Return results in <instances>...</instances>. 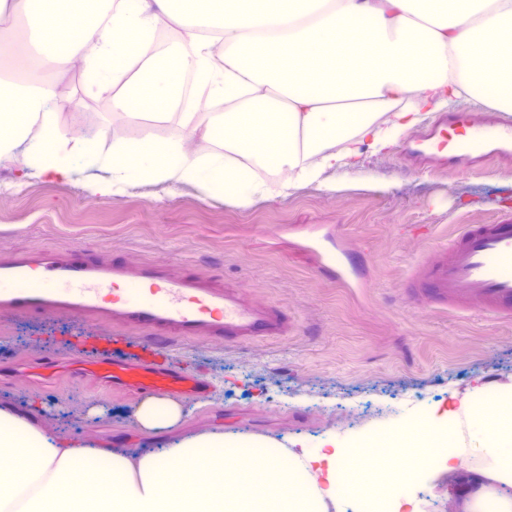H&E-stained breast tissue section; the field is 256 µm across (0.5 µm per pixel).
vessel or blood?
<instances>
[{
    "label": "vessel or blood",
    "mask_w": 512,
    "mask_h": 512,
    "mask_svg": "<svg viewBox=\"0 0 512 512\" xmlns=\"http://www.w3.org/2000/svg\"><path fill=\"white\" fill-rule=\"evenodd\" d=\"M447 127L461 136L447 156L456 171L489 156H512V123L477 116L459 125L446 113ZM331 234L308 236L321 268L338 282L352 270ZM417 292L469 311L512 314V224H467L456 241L433 251L415 273ZM0 308L37 318L55 311L89 316L112 327L144 332L137 357L84 359L71 356L49 364L47 379L61 374L147 395L197 397L207 385L162 360L173 343L200 338L251 343L286 336L291 329L275 304L246 301L219 281L182 273L160 262L84 259L64 252H17L0 263Z\"/></svg>",
    "instance_id": "vessel-or-blood-1"
}]
</instances>
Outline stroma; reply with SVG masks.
<instances>
[{"label": "stroma", "instance_id": "1", "mask_svg": "<svg viewBox=\"0 0 512 512\" xmlns=\"http://www.w3.org/2000/svg\"><path fill=\"white\" fill-rule=\"evenodd\" d=\"M42 75L63 88L59 122L73 141L106 153L116 138L181 133L177 121L161 125L85 97L80 67ZM18 171V164L0 165L1 182H22L0 195V262L19 251L167 262L278 304L294 324L288 336L236 347L219 340L177 345L169 360L202 376L211 392L203 403L182 400L179 427L156 434L134 423L139 395L63 376L24 387L0 377V405L43 409L40 425L52 434L116 448H167L202 431L268 436L289 446L346 444L373 427L441 417L472 387L512 386V315L416 298L411 278L462 225L512 223V161L448 174L410 164L397 144L367 149L358 168L327 172L324 185L245 208L184 184L133 181L103 196L89 187L107 175L97 168L63 181L34 171L22 180ZM313 227L340 235L363 289L342 287L319 270L303 248ZM94 331L112 333L62 315L0 312V365L65 356ZM94 403L102 412L87 417ZM454 439L470 449L469 465L423 472L412 484L420 512H468L464 483L484 461L463 429Z\"/></svg>", "mask_w": 512, "mask_h": 512}]
</instances>
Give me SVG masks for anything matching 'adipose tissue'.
<instances>
[{"instance_id": "obj_1", "label": "adipose tissue", "mask_w": 512, "mask_h": 512, "mask_svg": "<svg viewBox=\"0 0 512 512\" xmlns=\"http://www.w3.org/2000/svg\"><path fill=\"white\" fill-rule=\"evenodd\" d=\"M485 0H0L23 17L35 72L79 61L84 92L122 112L157 120L178 113L182 136L113 141L103 156L69 143L54 94L28 81H0V163L66 179L107 167L103 194L132 181L197 186L239 206L281 195L330 169L356 168L423 116L465 99L512 112V0L478 20ZM174 39L156 46L160 27ZM111 80H103V73ZM206 92L211 111L185 105L184 79ZM201 136L214 152H188ZM285 173L269 183L259 170ZM148 433L175 427L180 405L149 396L133 413ZM458 416L482 443L487 474L512 512V387L469 393ZM451 421L392 429L421 443V467L466 466L448 444ZM329 441L293 451L267 438L216 431L168 448H114L48 434L34 414L0 405V512H330L359 497L369 444ZM111 476L103 482L97 467Z\"/></svg>"}]
</instances>
